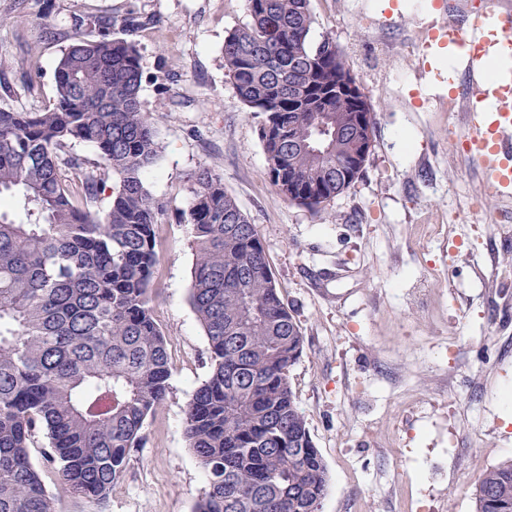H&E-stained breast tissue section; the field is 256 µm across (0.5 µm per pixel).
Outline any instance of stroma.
Here are the masks:
<instances>
[{
  "mask_svg": "<svg viewBox=\"0 0 512 512\" xmlns=\"http://www.w3.org/2000/svg\"><path fill=\"white\" fill-rule=\"evenodd\" d=\"M437 2L311 0V42H336L376 114L361 175L315 213L265 178L262 117L225 73L245 0H0V108L50 106L63 49L97 38L102 17L138 46L158 143L146 185L164 205L152 305L169 394L104 502L69 493L33 453L57 512H193L204 492L183 430L209 374L188 301L190 177L202 163L256 225L305 336L289 381L329 474L317 512H475L480 472L512 456V197L470 210L483 185L454 146L464 121L418 63ZM77 14L88 25L75 27Z\"/></svg>",
  "mask_w": 512,
  "mask_h": 512,
  "instance_id": "obj_1",
  "label": "stroma"
}]
</instances>
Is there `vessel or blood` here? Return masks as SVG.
I'll list each match as a JSON object with an SVG mask.
<instances>
[{"label": "vessel or blood", "instance_id": "vessel-or-blood-1", "mask_svg": "<svg viewBox=\"0 0 512 512\" xmlns=\"http://www.w3.org/2000/svg\"><path fill=\"white\" fill-rule=\"evenodd\" d=\"M455 46L475 81L466 99L464 140L471 159L493 194L512 195V76L486 82L482 74L494 57L512 50V13L491 7L465 22L448 17L430 35L429 51Z\"/></svg>", "mask_w": 512, "mask_h": 512}]
</instances>
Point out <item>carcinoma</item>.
Returning a JSON list of instances; mask_svg holds the SVG:
<instances>
[{
	"instance_id": "obj_1",
	"label": "carcinoma",
	"mask_w": 512,
	"mask_h": 512,
	"mask_svg": "<svg viewBox=\"0 0 512 512\" xmlns=\"http://www.w3.org/2000/svg\"><path fill=\"white\" fill-rule=\"evenodd\" d=\"M311 0H246L250 22L224 38L239 100L263 115L265 176L319 211L362 173L338 117L372 112L329 37L310 42ZM76 37L41 112L0 109V512H55L29 448L39 434L71 494L102 500L169 390L171 354L150 286L161 202L145 186L158 157L140 101L134 42ZM321 130L322 152L288 153ZM95 149L91 160L73 152ZM112 204L92 210L107 181ZM190 304L209 377L184 411L206 479L193 512H316L329 487L289 382L305 337L276 286L255 225L214 168L191 176ZM475 512H512V457L482 471Z\"/></svg>"
}]
</instances>
